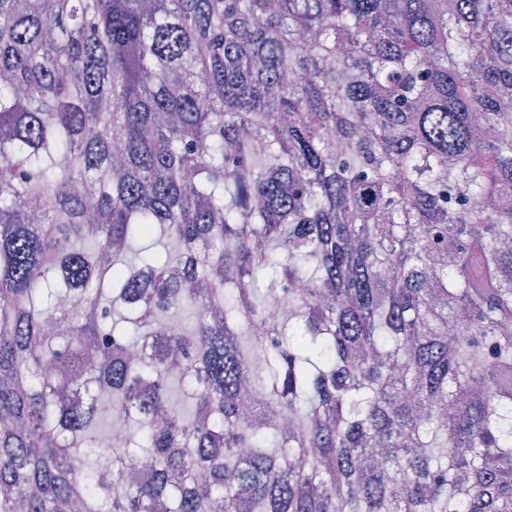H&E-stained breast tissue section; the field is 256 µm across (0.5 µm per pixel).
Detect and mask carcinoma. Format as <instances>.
<instances>
[{
  "label": "carcinoma",
  "mask_w": 512,
  "mask_h": 512,
  "mask_svg": "<svg viewBox=\"0 0 512 512\" xmlns=\"http://www.w3.org/2000/svg\"><path fill=\"white\" fill-rule=\"evenodd\" d=\"M511 103L512 0H0V512H512Z\"/></svg>",
  "instance_id": "1"
}]
</instances>
